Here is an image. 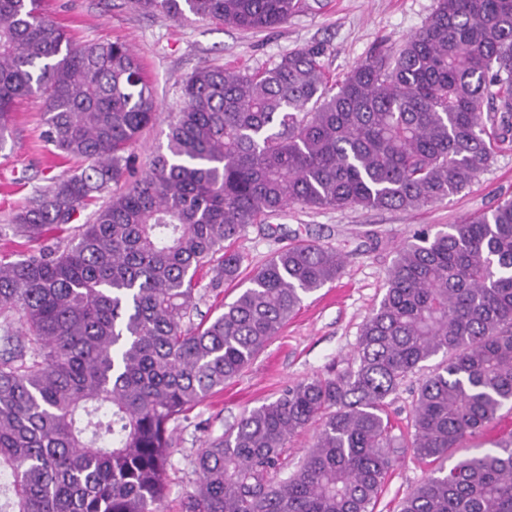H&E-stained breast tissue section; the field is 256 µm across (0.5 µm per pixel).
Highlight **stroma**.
<instances>
[{
	"instance_id": "obj_1",
	"label": "stroma",
	"mask_w": 512,
	"mask_h": 512,
	"mask_svg": "<svg viewBox=\"0 0 512 512\" xmlns=\"http://www.w3.org/2000/svg\"><path fill=\"white\" fill-rule=\"evenodd\" d=\"M47 13L77 41H122L130 45L153 83L161 113L176 110L183 78L195 69L224 66L250 71L273 66L283 54L321 44L330 80L342 78L355 64L378 52H394L419 30L437 0H322L287 23L251 33L217 21H176L145 13L131 0H44ZM44 101L21 99L13 115V135L0 150V257H16L30 244L13 235V213L29 203L51 177L76 168V161L53 162L40 134ZM512 196V144H504L475 182L443 203L413 210L293 206L271 219L278 238L250 229L237 248L243 275L278 248L301 236L339 251L345 258L338 279L307 296L299 310L256 360L173 425L176 451L167 471L166 512L181 503L196 481L194 461L204 440L223 435L244 413L272 398L285 385L347 368L359 330L386 289L395 250L415 230H439L465 216L488 210ZM429 470L411 455L398 457L375 512H395L398 502L420 485Z\"/></svg>"
}]
</instances>
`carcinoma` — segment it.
<instances>
[{
	"mask_svg": "<svg viewBox=\"0 0 512 512\" xmlns=\"http://www.w3.org/2000/svg\"><path fill=\"white\" fill-rule=\"evenodd\" d=\"M243 31L305 0H132ZM323 48L261 72L204 67L182 81L165 150L125 189L131 151L159 119L123 42L71 40L42 0H0V150L18 99L44 98L43 141L74 173L12 217L38 246L0 260V512H162L171 424L248 368L344 257L292 240L215 317L200 281L240 276L249 228L291 206L413 209L470 187L512 143V0H438L394 54L330 82ZM107 201L98 203V200ZM98 205L90 220L80 212ZM420 382L412 432L387 399ZM512 409V197L396 248L352 365L244 414L196 458L183 512H374L396 458L430 476L399 512H512V434L446 467ZM317 426L287 475L294 436Z\"/></svg>",
	"mask_w": 512,
	"mask_h": 512,
	"instance_id": "cac0c4a2",
	"label": "carcinoma"
}]
</instances>
